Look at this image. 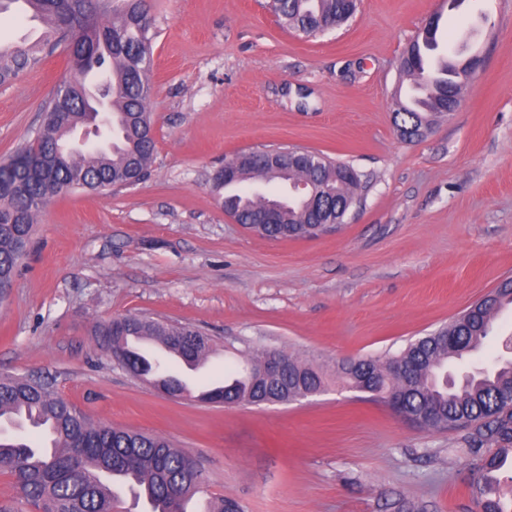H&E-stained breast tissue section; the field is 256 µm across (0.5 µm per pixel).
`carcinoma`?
Returning a JSON list of instances; mask_svg holds the SVG:
<instances>
[{
    "instance_id": "carcinoma-1",
    "label": "carcinoma",
    "mask_w": 512,
    "mask_h": 512,
    "mask_svg": "<svg viewBox=\"0 0 512 512\" xmlns=\"http://www.w3.org/2000/svg\"><path fill=\"white\" fill-rule=\"evenodd\" d=\"M32 7L33 16L46 23L35 43L7 45L0 54V85L8 84L43 61L66 55L69 75L45 102V120L34 141L12 158L0 162V285H12L39 209L50 199L77 189L109 190L122 175L144 177L155 151L148 102L151 61L139 53L151 50V25L145 21L147 0H0V13L17 3ZM341 0H271L268 9L280 24L307 37L327 32ZM438 45L427 37L414 42L415 64L402 67L422 101L399 105L404 123L428 121L463 92L473 73L476 55L432 62ZM109 102L110 144L102 150L71 145L84 127L93 97ZM283 169L243 164L236 183L259 178L289 186L313 184L329 194L324 205H313L309 195L294 194L276 208L274 223L254 226L251 217L267 209V196L234 193L222 198L224 210L238 223L270 240L307 237L304 229L326 224L349 212L360 178L351 165L305 149ZM512 305V280L503 281L492 302L476 303L448 326L412 343L398 356L384 361L362 358L358 369L372 378L370 394L379 398L399 392L414 424L436 431H467L469 448L479 454L480 477L471 493L479 512H512L500 489L499 473L512 465V360H502L489 371L473 373L461 384L448 385L442 374L455 360L480 350L494 327V314ZM122 332L102 331L107 347L129 351L128 371L140 377L155 375L153 363L129 346L131 339L154 336L190 366L201 364L213 339L200 333L192 353L170 341L167 321L128 315L120 319ZM256 360L240 376L229 375L199 395L206 402L220 397L245 402L265 394L299 395L320 391V368L288 358L282 378L269 385L257 382ZM47 428L50 446H34L22 437L0 433V474L9 475L20 499L34 512H123L126 492L145 501L150 512H186L185 504L207 493L203 474L191 454L172 447L157 435L95 424L59 396L53 385L25 376H0V421ZM204 512H242L232 499L209 497Z\"/></svg>"
}]
</instances>
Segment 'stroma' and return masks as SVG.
Segmentation results:
<instances>
[{"label": "stroma", "instance_id": "1", "mask_svg": "<svg viewBox=\"0 0 512 512\" xmlns=\"http://www.w3.org/2000/svg\"><path fill=\"white\" fill-rule=\"evenodd\" d=\"M149 4L148 174L41 208L0 298V375L48 377L91 420L164 437L243 512H477L464 433L415 426L332 378L288 404L171 398L114 362L100 331L128 314L199 328L219 349L199 391L252 352L331 371L395 356L512 278V0H359L316 38L266 0ZM436 14L440 53L469 44L482 65L458 111L409 141L394 124L400 61ZM64 69L0 86V159L34 140ZM295 147L361 174L339 229L274 241L225 214V161Z\"/></svg>", "mask_w": 512, "mask_h": 512}]
</instances>
